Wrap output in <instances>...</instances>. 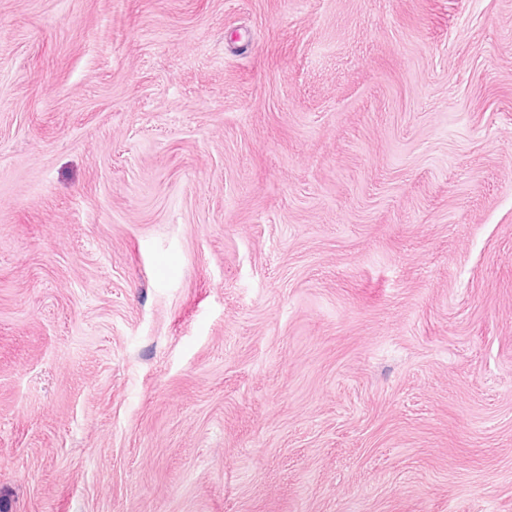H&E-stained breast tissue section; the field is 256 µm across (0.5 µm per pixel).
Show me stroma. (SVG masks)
Here are the masks:
<instances>
[{"instance_id":"obj_1","label":"stroma","mask_w":512,"mask_h":512,"mask_svg":"<svg viewBox=\"0 0 512 512\" xmlns=\"http://www.w3.org/2000/svg\"><path fill=\"white\" fill-rule=\"evenodd\" d=\"M0 512H512V0H0Z\"/></svg>"}]
</instances>
